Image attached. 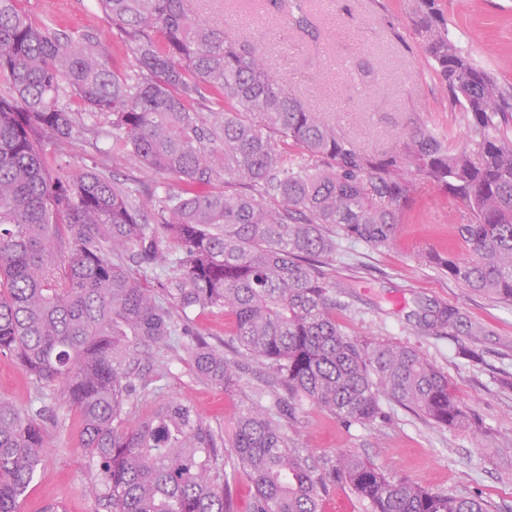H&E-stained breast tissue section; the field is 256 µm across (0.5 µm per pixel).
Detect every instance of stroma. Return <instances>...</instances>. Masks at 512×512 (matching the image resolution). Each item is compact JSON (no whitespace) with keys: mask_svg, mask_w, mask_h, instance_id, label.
<instances>
[{"mask_svg":"<svg viewBox=\"0 0 512 512\" xmlns=\"http://www.w3.org/2000/svg\"><path fill=\"white\" fill-rule=\"evenodd\" d=\"M94 0H22L38 22L74 38L91 37L112 70L134 76V61ZM437 7L459 36L470 58L497 80L512 83V0H439ZM312 22L303 31L286 24L267 0H199L200 12L223 19L250 41L268 70L316 111L334 122L357 146L384 151L416 123L450 133L457 145L469 136L462 112L431 72L414 34L413 0H307ZM112 140L100 134L63 150L69 170L109 168L123 182L138 181L157 194L177 192L181 183L136 161L113 166ZM456 215L433 183L418 181L416 203L405 209L396 243L386 250L339 238L336 268L356 277L355 288L336 296V320L343 331L363 339H384L418 349L447 374L456 394L486 426L475 436L430 426L403 407L383 401L375 425H346L303 404L285 428L316 468L347 451L393 477L430 488L478 496L492 512H512V392L501 380L512 375V305L475 294L427 260L429 252L464 247L454 238ZM458 311L456 328L429 336L415 327L431 307ZM473 349L477 360L464 358ZM271 374L249 362L236 394L197 379L188 361L162 349L135 366L138 390L129 408L142 414L154 398L193 407L214 429H231L239 410L264 391ZM0 399L19 410L52 407L47 424L51 452L43 459L19 512H103L86 485L95 470L79 446L77 415L40 397L34 381L11 356L0 354Z\"/></svg>","mask_w":512,"mask_h":512,"instance_id":"35a3bbf8","label":"stroma"}]
</instances>
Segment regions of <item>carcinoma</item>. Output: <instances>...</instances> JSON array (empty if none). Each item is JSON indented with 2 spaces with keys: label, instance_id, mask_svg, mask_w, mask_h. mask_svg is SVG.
<instances>
[{
  "label": "carcinoma",
  "instance_id": "cac0c4a2",
  "mask_svg": "<svg viewBox=\"0 0 512 512\" xmlns=\"http://www.w3.org/2000/svg\"><path fill=\"white\" fill-rule=\"evenodd\" d=\"M19 2L0 0V354L18 360L41 396L59 385L52 398L81 417L98 504L236 512L232 483L243 474L251 512H319L336 482L365 512H490L481 498L396 479L351 452L318 471L284 427L304 402L371 425L385 398L435 427L483 431L419 351L342 331L336 289L354 284L330 272L339 236L371 248L395 241L425 176L458 212L466 247L464 256L433 251L429 262L512 304V84L449 38L436 0H414V30L451 108L467 117V143L417 124L382 153L342 136L251 44L186 0H97L136 62L133 80L110 69L99 42L58 33ZM269 3L309 25L301 0ZM64 97L84 111L62 106ZM99 117L110 121L112 156L185 189L145 212L138 187L65 170L52 148L80 140ZM135 267L160 270L166 288ZM210 308L234 318V356L198 334L176 350L226 393L246 362L266 363L273 401L245 405L228 435L177 400L131 421L135 357L171 347L188 312ZM457 322L436 306L419 327ZM44 417L42 406L25 413L0 400V512H17L47 451Z\"/></svg>",
  "mask_w": 512,
  "mask_h": 512
}]
</instances>
